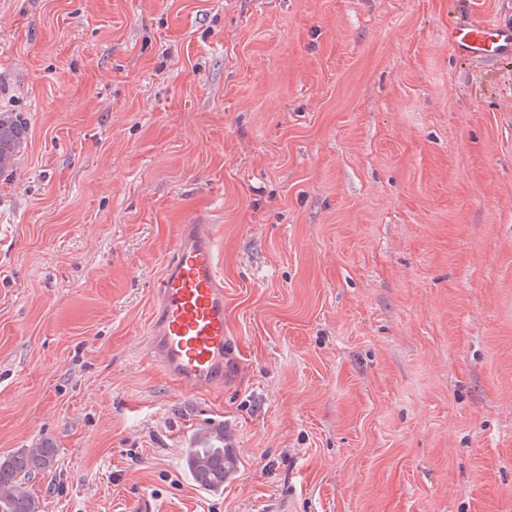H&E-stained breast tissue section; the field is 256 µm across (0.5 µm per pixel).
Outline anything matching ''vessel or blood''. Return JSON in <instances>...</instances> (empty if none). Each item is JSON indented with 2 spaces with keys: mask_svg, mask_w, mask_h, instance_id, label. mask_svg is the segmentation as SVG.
Instances as JSON below:
<instances>
[{
  "mask_svg": "<svg viewBox=\"0 0 512 512\" xmlns=\"http://www.w3.org/2000/svg\"><path fill=\"white\" fill-rule=\"evenodd\" d=\"M457 51L483 60L512 56V26L464 19L448 28ZM149 351L179 389L223 385L228 337L218 230L178 225L172 253L154 285Z\"/></svg>",
  "mask_w": 512,
  "mask_h": 512,
  "instance_id": "vessel-or-blood-1",
  "label": "vessel or blood"
}]
</instances>
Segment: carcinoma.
<instances>
[{"label": "carcinoma", "instance_id": "cac0c4a2", "mask_svg": "<svg viewBox=\"0 0 512 512\" xmlns=\"http://www.w3.org/2000/svg\"><path fill=\"white\" fill-rule=\"evenodd\" d=\"M27 124L12 112H0V173L14 167L27 135ZM57 449L45 443L0 456V512H41L39 498L26 487L30 478L56 464ZM185 466L194 481L212 490H224V481L236 473L238 460L224 448V429L200 432L185 450Z\"/></svg>", "mask_w": 512, "mask_h": 512}]
</instances>
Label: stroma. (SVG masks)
Instances as JSON below:
<instances>
[{
    "label": "stroma",
    "mask_w": 512,
    "mask_h": 512,
    "mask_svg": "<svg viewBox=\"0 0 512 512\" xmlns=\"http://www.w3.org/2000/svg\"><path fill=\"white\" fill-rule=\"evenodd\" d=\"M512 0H0V455L43 512H512ZM221 227L224 386L151 359ZM222 426L211 492L184 452ZM448 43L476 59L512 56V26L482 19H463L448 27ZM27 131V124L16 114L0 112V173L14 167ZM56 457L57 449L48 443L0 456V512H41L39 498L24 484L50 472Z\"/></svg>",
    "instance_id": "stroma-1"
}]
</instances>
